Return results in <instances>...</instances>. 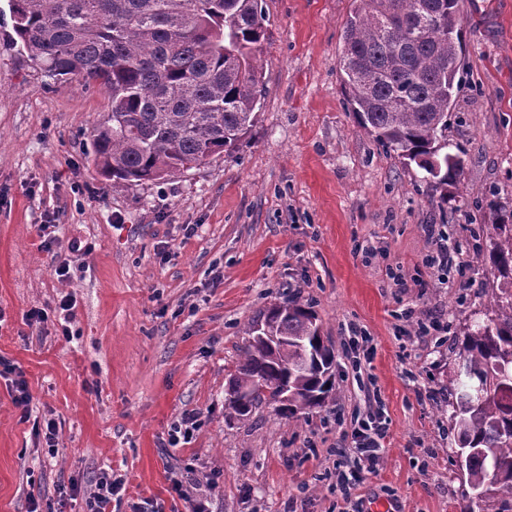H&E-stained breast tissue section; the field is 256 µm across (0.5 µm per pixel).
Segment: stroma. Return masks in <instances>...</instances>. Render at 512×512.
I'll return each instance as SVG.
<instances>
[{
    "label": "stroma",
    "instance_id": "35a3bbf8",
    "mask_svg": "<svg viewBox=\"0 0 512 512\" xmlns=\"http://www.w3.org/2000/svg\"><path fill=\"white\" fill-rule=\"evenodd\" d=\"M258 121L228 154L144 183L105 179L93 129L111 99L45 76L12 42L0 0V358L24 372L21 418L0 378V512H81L104 470L124 480L120 512L153 500L188 512H460L469 487L448 417V374L471 316L491 310L472 260L485 244L490 188L512 192V0H464L466 49L448 115L464 176L455 207L416 165L357 127L339 67L352 0H264ZM52 244L42 248L43 231ZM459 245L465 273L424 264L433 231ZM87 245L70 252L73 241ZM69 261V281L55 268ZM75 303L71 336L53 312ZM302 299L335 352L336 399L296 417L271 406L224 413L246 342L272 304ZM47 312L28 324V312ZM438 316L440 331L418 333ZM371 359L354 367L350 347ZM383 406L379 467L351 500L336 486L355 421ZM197 423L170 445L171 425ZM57 425L54 446L36 433ZM198 480L186 496L176 473Z\"/></svg>",
    "mask_w": 512,
    "mask_h": 512
}]
</instances>
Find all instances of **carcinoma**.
<instances>
[{"mask_svg": "<svg viewBox=\"0 0 512 512\" xmlns=\"http://www.w3.org/2000/svg\"><path fill=\"white\" fill-rule=\"evenodd\" d=\"M15 42L55 80L97 83L111 96L108 120L95 128V164L107 179L153 181L233 151L252 130L262 98L265 12L261 0H9ZM464 31L461 0H353L340 54L356 123L415 164L435 183L455 187L462 151L448 150L450 112ZM491 224L477 266H490L492 315L463 328L453 371L450 420L467 482L489 480L512 498V200L486 201ZM311 307L275 304L248 336L224 397L239 420L238 392L261 385L266 403L290 418L336 396L332 347L313 325ZM288 343L270 347L263 330ZM312 336L317 357L304 366L294 340ZM288 386L293 401L278 403Z\"/></svg>", "mask_w": 512, "mask_h": 512, "instance_id": "carcinoma-1", "label": "carcinoma"}]
</instances>
